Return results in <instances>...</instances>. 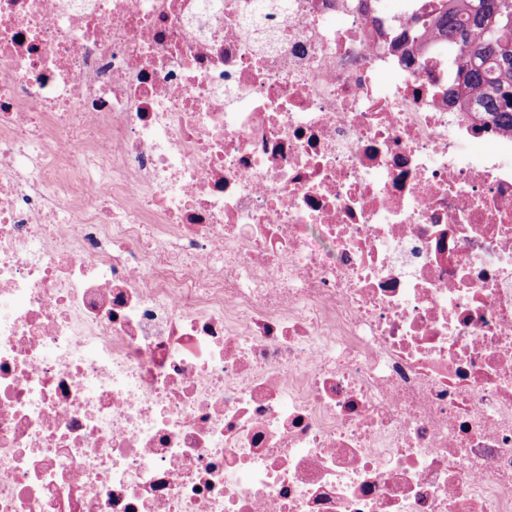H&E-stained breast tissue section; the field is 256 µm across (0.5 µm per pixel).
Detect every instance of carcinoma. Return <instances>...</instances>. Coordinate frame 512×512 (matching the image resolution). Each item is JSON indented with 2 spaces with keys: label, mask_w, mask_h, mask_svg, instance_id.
Wrapping results in <instances>:
<instances>
[{
  "label": "carcinoma",
  "mask_w": 512,
  "mask_h": 512,
  "mask_svg": "<svg viewBox=\"0 0 512 512\" xmlns=\"http://www.w3.org/2000/svg\"><path fill=\"white\" fill-rule=\"evenodd\" d=\"M419 32L457 46V85L496 129L512 134V0H426Z\"/></svg>",
  "instance_id": "cac0c4a2"
}]
</instances>
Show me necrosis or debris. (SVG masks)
<instances>
[{
  "instance_id": "4bbe7bcc",
  "label": "necrosis or debris",
  "mask_w": 512,
  "mask_h": 512,
  "mask_svg": "<svg viewBox=\"0 0 512 512\" xmlns=\"http://www.w3.org/2000/svg\"><path fill=\"white\" fill-rule=\"evenodd\" d=\"M377 0H0V512H512V137Z\"/></svg>"
}]
</instances>
